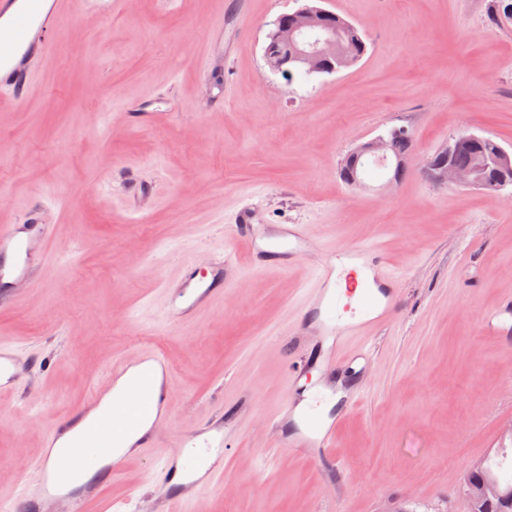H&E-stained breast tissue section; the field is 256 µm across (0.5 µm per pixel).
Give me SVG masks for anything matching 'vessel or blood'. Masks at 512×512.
<instances>
[{
	"label": "vessel or blood",
	"instance_id": "1",
	"mask_svg": "<svg viewBox=\"0 0 512 512\" xmlns=\"http://www.w3.org/2000/svg\"><path fill=\"white\" fill-rule=\"evenodd\" d=\"M63 0H0V18L9 23L0 27V88L16 98L29 96L34 90L33 73L38 64L48 60L58 33L56 17ZM44 201L30 204L22 223L0 228V304L15 301L23 288L38 285L29 260L33 237L47 238L49 225L43 224ZM252 210L242 206L228 233L236 241L235 249L211 261V277L198 278L196 266L184 264L177 277L164 284L165 316L189 322L202 311L223 300L224 287L239 277L245 267L243 253L263 251L275 258L279 269L290 268L298 261L307 240L304 225L284 227L275 240L257 245L250 224ZM396 274L388 270L381 249L373 244L355 242L346 248L327 247L317 262L313 301L305 313L318 335L315 354H304L286 373L289 393L300 387L303 371L320 367L333 375L340 349L351 339L371 333L392 319ZM489 333L505 336L512 333V302L504 303L486 321ZM145 371L133 381H126L129 366L113 362L111 383L120 384L112 403H105L104 392H95L79 409L56 420L45 435L46 451L39 461L41 488L36 497L19 496L10 503H0V512H45L46 505L62 502L67 512H83L87 503L100 501L104 490L123 474L124 460L114 454L123 447L126 426L143 417L152 423L134 446L143 450L153 447L159 427L170 417V367L157 350L141 358ZM21 364L14 346L0 342V394L16 389ZM353 395L337 396L335 386L316 390L302 413L300 429L287 430L285 420L294 405L284 401L270 416L271 426L280 429L284 450L298 452L305 448L321 449L328 462H335L336 417L328 408L341 404L350 408ZM223 405H214L195 431L178 437L174 455L167 457L161 476L172 480L168 493L154 501L155 512H175L176 504L187 500L188 490H199L224 475V439L236 433L235 425L224 419ZM85 426L81 447L90 451L87 462L75 456L57 457L52 453L61 439L77 426Z\"/></svg>",
	"mask_w": 512,
	"mask_h": 512
}]
</instances>
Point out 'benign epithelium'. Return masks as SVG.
Masks as SVG:
<instances>
[{
  "label": "benign epithelium",
  "mask_w": 512,
  "mask_h": 512,
  "mask_svg": "<svg viewBox=\"0 0 512 512\" xmlns=\"http://www.w3.org/2000/svg\"><path fill=\"white\" fill-rule=\"evenodd\" d=\"M334 14L318 5L305 4L297 10L281 16L274 22L263 47V60L274 74L288 76V68L306 76L336 73L332 59L341 53L336 34ZM400 135L410 138L403 130L387 136H378L357 146L352 157L376 158L390 162L394 158V142ZM427 169L439 183L448 181L464 186H482V181L466 168L454 164L435 165L427 162ZM480 474L473 482V497L479 502H492L504 496V485L497 473L482 470L481 465L470 467L466 476Z\"/></svg>",
  "instance_id": "obj_1"
}]
</instances>
